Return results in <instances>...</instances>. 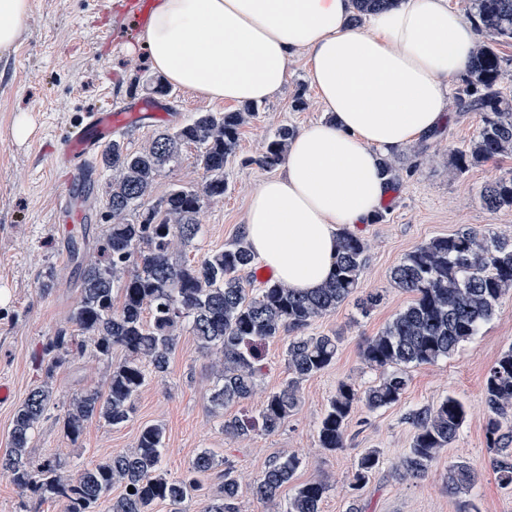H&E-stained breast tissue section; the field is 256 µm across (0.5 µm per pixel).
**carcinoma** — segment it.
Returning a JSON list of instances; mask_svg holds the SVG:
<instances>
[{
    "label": "carcinoma",
    "instance_id": "cac0c4a2",
    "mask_svg": "<svg viewBox=\"0 0 512 512\" xmlns=\"http://www.w3.org/2000/svg\"><path fill=\"white\" fill-rule=\"evenodd\" d=\"M393 2L352 0V22ZM472 9L470 18L490 41L475 47L458 90V100L482 115L477 139L453 155L458 172L512 155V101L500 88L506 60L496 48L500 41H512V0H472ZM258 112L255 103L237 112H197L186 122L159 130L142 152L128 151L118 138L102 152L99 164L110 172L108 225L93 254L78 241L70 242L78 296L66 325L43 344L44 379L15 412L9 448L0 454V469L10 473L27 498L25 512H37L36 504L48 498L58 501L62 512H96L114 485L121 486L122 493L112 502V512H153L159 502L182 512L186 501L201 496L200 477L218 466L215 455L204 449L180 478H168L162 466L165 431L160 424L143 426L132 451L71 474L56 459H34L29 443L55 399L52 382L77 357L89 352L112 364V372L105 390L75 392L57 418L63 435L74 444L90 420L113 427L130 420L146 379H165L178 343V324L187 323L199 349L219 363L211 395L216 412L252 399L262 371L259 346L285 334L288 381L265 396L258 419H224V434L233 438L248 437L258 426L274 434L298 409L301 382L328 368L339 350L340 337L309 336L305 329L351 298L364 314L382 301L379 293L360 292L368 244L347 229L338 233L329 280L310 293L275 280L250 287L246 273L256 257L241 239L197 261L174 258L175 245L191 244L201 231L203 209L224 198V166L237 153L242 126ZM295 135L294 128L280 127L254 163L266 170L277 168ZM190 145L198 148L196 164L205 174L204 182L198 187L175 185L159 200L149 201L159 172ZM479 198L490 211L512 209V175L486 183ZM391 279L412 300L363 346V361L379 372L377 383L361 390L342 381L329 399L317 428L318 447L326 451L345 447L354 409L375 411L398 403L409 385L407 368L452 356L493 318L501 300L512 292V237L472 228L434 237L407 253L392 268ZM114 349L124 352L116 363ZM484 396L490 464L499 484L512 488V345L489 369ZM465 419L466 408L454 396L411 410L407 420L413 428L412 443L400 460L399 474L424 477L440 450L456 440ZM379 465L377 450L364 451L350 490L366 487ZM301 466L294 454L274 458L257 479L254 497L277 503ZM221 477L220 495L206 501L200 512H240L233 472L226 468ZM474 482L475 472L467 463L448 467V494L454 496ZM329 490L326 479L315 477L297 487L285 512H320Z\"/></svg>",
    "mask_w": 512,
    "mask_h": 512
}]
</instances>
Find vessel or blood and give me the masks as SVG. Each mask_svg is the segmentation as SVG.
<instances>
[{
    "label": "vessel or blood",
    "instance_id": "1",
    "mask_svg": "<svg viewBox=\"0 0 512 512\" xmlns=\"http://www.w3.org/2000/svg\"><path fill=\"white\" fill-rule=\"evenodd\" d=\"M140 115L141 108L137 105L86 113L81 125L66 139L48 147L53 166L64 175V185L57 197L53 215L54 222L84 223L85 212L78 199L90 187L94 177V159L119 129L137 121Z\"/></svg>",
    "mask_w": 512,
    "mask_h": 512
}]
</instances>
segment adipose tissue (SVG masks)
<instances>
[{"instance_id":"adipose-tissue-1","label":"adipose tissue","mask_w":512,"mask_h":512,"mask_svg":"<svg viewBox=\"0 0 512 512\" xmlns=\"http://www.w3.org/2000/svg\"><path fill=\"white\" fill-rule=\"evenodd\" d=\"M351 12V0H158L140 36L168 82L227 104L274 99L289 59L306 57L332 119L297 133L245 225L259 262L302 292L328 279L339 228L373 221L391 191L380 159L436 128L479 38L448 0H398L365 29Z\"/></svg>"}]
</instances>
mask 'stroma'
<instances>
[{
  "label": "stroma",
  "mask_w": 512,
  "mask_h": 512,
  "mask_svg": "<svg viewBox=\"0 0 512 512\" xmlns=\"http://www.w3.org/2000/svg\"><path fill=\"white\" fill-rule=\"evenodd\" d=\"M121 0H30L16 46L0 52V384L11 386L13 397L0 402V452L9 444L12 419L43 374L39 353L44 337L64 325L73 305L75 266L68 253L70 240L81 239L82 225L66 228L52 221L53 201L60 188L57 174L43 155L46 142L64 139L85 113L133 100L150 103L177 124L197 112H224L227 104L212 102L175 87L167 96L154 94L160 83L140 44L139 32L122 36L114 8ZM303 109H295L296 98ZM315 90L306 78V60L288 63V81L275 99L260 103L259 116L241 130L235 159L224 168L228 189L222 200L209 204L201 216L194 242L178 248L176 259L195 261L239 238L251 194L270 173L253 159L266 139L283 126L302 129L324 119ZM26 120V136H16L18 120ZM479 113L449 100L437 128L425 139L402 148L395 156L400 179L383 203L382 218L354 225L368 243L360 286L382 296L380 305L361 314L353 301L316 319L309 334L337 333L341 343L336 361L300 385L301 403L277 433L247 438L225 435L222 418L211 411L210 396L218 382L212 361L198 350L188 327L177 330L178 344L164 380L148 378L136 398L133 417L113 427L99 420L86 423L78 443L68 441L55 419L64 401L84 387H105L110 363L92 356L77 359L53 381L57 402L50 421L35 432L34 458L56 456L68 470L133 449L142 426L165 429L163 468L180 476L197 453L212 451L223 466L232 467L240 485L241 512H275L273 505L254 498L251 485L275 457H301L295 484L315 475L328 476L331 487L321 512H349L358 500L362 512H463L473 503L478 512H512V489L502 488L490 467L485 439V376L500 352L512 345V295L504 297L494 317L451 357L409 368V386L401 401L373 412L359 408L349 421L345 448L328 452L317 444V427L339 382L365 388L377 380L375 370L361 359L365 339L376 335L392 316L412 300L390 279L392 268L408 252L429 239L466 227L488 228L512 235V209L487 210L481 187L512 171V155L455 172L453 150L467 148L478 136ZM196 147L156 178L151 197L160 199L176 184L197 186L203 172L195 163ZM49 290H42L44 280ZM284 344H263L266 370L259 394L247 404L225 408L223 416L257 415L262 397L288 379ZM455 396L466 406V420L456 438L443 449L421 479L400 478L394 465L411 445L412 428L406 413ZM380 453L382 463L368 485L352 494L349 482L358 456L366 449ZM463 461L477 473L475 485L458 495L446 488L449 465Z\"/></svg>",
  "instance_id": "1"
}]
</instances>
